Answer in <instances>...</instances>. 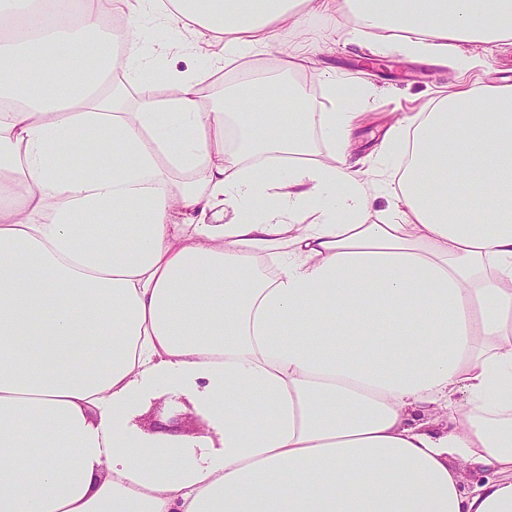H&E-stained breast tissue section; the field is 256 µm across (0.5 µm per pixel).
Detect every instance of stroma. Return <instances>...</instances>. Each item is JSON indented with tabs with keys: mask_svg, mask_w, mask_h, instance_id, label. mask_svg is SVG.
I'll use <instances>...</instances> for the list:
<instances>
[{
	"mask_svg": "<svg viewBox=\"0 0 512 512\" xmlns=\"http://www.w3.org/2000/svg\"><path fill=\"white\" fill-rule=\"evenodd\" d=\"M303 42L316 45L318 51L313 71L298 74L296 80L307 87L316 111L330 108L320 75L363 86L365 95L359 107L353 153L371 174L377 171V153L389 126L418 112L449 83L462 80L483 86L512 80V42L480 51L476 66L463 73L449 65L415 61L395 51H371L352 43L347 28L332 27L329 20L320 17L307 18L300 30L282 33L274 46L257 50L248 64H227L222 77L227 82L246 78L266 81L276 74V60ZM175 415L181 416L185 435H211L208 421L182 395L164 394L152 399L135 415L133 423L148 430L155 421Z\"/></svg>",
	"mask_w": 512,
	"mask_h": 512,
	"instance_id": "35a3bbf8",
	"label": "stroma"
}]
</instances>
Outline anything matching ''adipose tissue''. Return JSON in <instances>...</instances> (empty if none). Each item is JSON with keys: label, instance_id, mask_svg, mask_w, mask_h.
Masks as SVG:
<instances>
[{"label": "adipose tissue", "instance_id": "adipose-tissue-1", "mask_svg": "<svg viewBox=\"0 0 512 512\" xmlns=\"http://www.w3.org/2000/svg\"><path fill=\"white\" fill-rule=\"evenodd\" d=\"M339 11L371 50L461 69L512 39V0H0V512H512V85L391 126L376 217L359 85L326 78L321 113L302 89L206 110L202 73L144 76ZM112 17L132 112L63 63ZM73 154L98 165L62 176ZM166 392L213 437L130 425Z\"/></svg>", "mask_w": 512, "mask_h": 512}]
</instances>
